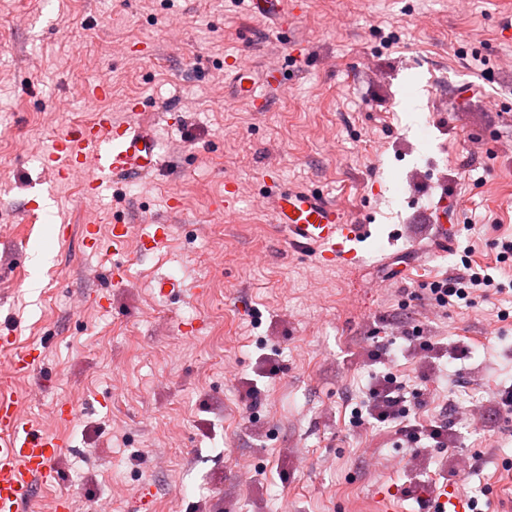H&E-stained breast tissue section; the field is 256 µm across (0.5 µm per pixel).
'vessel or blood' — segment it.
I'll list each match as a JSON object with an SVG mask.
<instances>
[{"label":"vessel or blood","instance_id":"obj_1","mask_svg":"<svg viewBox=\"0 0 512 512\" xmlns=\"http://www.w3.org/2000/svg\"><path fill=\"white\" fill-rule=\"evenodd\" d=\"M248 12L263 19H287L297 15L299 0H245ZM232 72L237 100L250 107L264 101L267 92L280 89L274 71L262 74L237 62L228 65ZM90 166L92 174L86 194H95L115 177L144 176L160 165V141L142 119L138 107H131L127 119L116 120L111 112L98 111L94 121L78 133L58 137L48 152L45 167L57 181L67 180L72 170ZM275 221L285 232L294 250L317 257L326 265L359 262L355 248L368 227L349 223L341 207L314 189L290 185L278 188L273 196ZM85 248L102 252L122 251L129 240L130 227L113 225L110 236H102L97 224L81 227ZM15 339L0 336V348L11 351L10 372L20 377L40 362L36 349H15ZM65 442L44 433L20 416L19 401L8 380L0 381V512H29L37 483L56 480L55 460ZM434 512H467V502L454 487L445 485L434 493Z\"/></svg>","mask_w":512,"mask_h":512}]
</instances>
